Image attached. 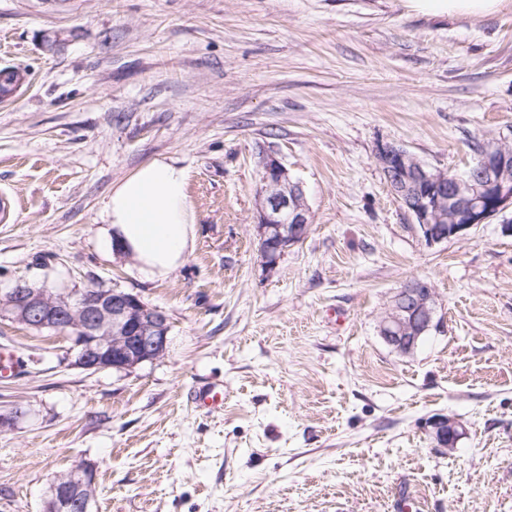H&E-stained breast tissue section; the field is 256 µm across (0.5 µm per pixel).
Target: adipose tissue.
I'll return each mask as SVG.
<instances>
[{
  "label": "adipose tissue",
  "instance_id": "1",
  "mask_svg": "<svg viewBox=\"0 0 512 512\" xmlns=\"http://www.w3.org/2000/svg\"><path fill=\"white\" fill-rule=\"evenodd\" d=\"M422 13L483 16L501 0H409ZM188 172L172 157L155 158L112 187L104 202L109 246L132 257L146 278L166 276L194 246L196 225L186 192Z\"/></svg>",
  "mask_w": 512,
  "mask_h": 512
}]
</instances>
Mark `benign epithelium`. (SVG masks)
Returning <instances> with one entry per match:
<instances>
[{"instance_id": "obj_1", "label": "benign epithelium", "mask_w": 512, "mask_h": 512, "mask_svg": "<svg viewBox=\"0 0 512 512\" xmlns=\"http://www.w3.org/2000/svg\"><path fill=\"white\" fill-rule=\"evenodd\" d=\"M375 159L387 184L418 224L426 244L464 237L481 224L512 209V149L491 144L480 156L479 172L450 174L422 164L404 147L379 142ZM256 232L262 264L274 268L289 247L304 240L310 228L303 189L280 163L262 162L256 195ZM448 225L442 232L439 225ZM437 296L420 280H408L390 297L379 320L385 343L411 354L437 325ZM0 317L42 328L59 321L71 329L76 366L90 372L130 370L162 359L168 348L167 314L133 293L95 288L79 292L77 301L55 298L29 285H17L0 296ZM436 447L450 452L463 435L449 416L430 422ZM80 486H53L45 512H67Z\"/></svg>"}]
</instances>
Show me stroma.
<instances>
[{
  "mask_svg": "<svg viewBox=\"0 0 512 512\" xmlns=\"http://www.w3.org/2000/svg\"><path fill=\"white\" fill-rule=\"evenodd\" d=\"M60 35L56 46L46 39ZM0 293L118 288L166 312L165 357L70 365L60 335L0 319V512H42L53 474L97 469L92 512H512L507 215L432 246L374 149L463 172L512 145V0L480 17L406 0H0ZM188 171L196 240L168 275L102 243L103 202L143 163ZM301 184L307 237L265 269L260 164ZM421 278L440 326L413 354L378 332ZM224 408H195L201 386ZM462 422L452 452L429 422ZM191 401L201 409L220 410L224 406V389L220 385H209L193 390Z\"/></svg>",
  "mask_w": 512,
  "mask_h": 512,
  "instance_id": "stroma-1",
  "label": "stroma"
}]
</instances>
